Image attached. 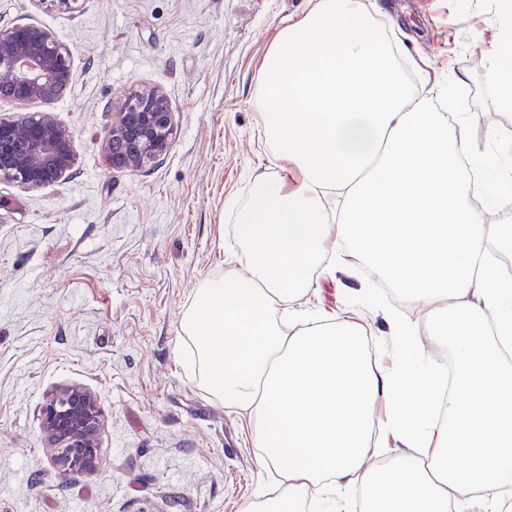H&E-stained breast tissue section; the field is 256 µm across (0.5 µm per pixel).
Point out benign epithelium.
<instances>
[{"mask_svg":"<svg viewBox=\"0 0 512 512\" xmlns=\"http://www.w3.org/2000/svg\"><path fill=\"white\" fill-rule=\"evenodd\" d=\"M47 10L75 13L81 0H34ZM66 45L45 29L15 24L0 28V97L24 107L51 105L56 90L71 78ZM172 112L158 88L133 93L112 113L106 148L114 170H138L166 156ZM76 165L71 131L48 112L0 116V182L35 190L65 179ZM41 423L55 447L56 466L64 473L94 474L101 462L97 443L99 415L94 396L79 387L48 397Z\"/></svg>","mask_w":512,"mask_h":512,"instance_id":"1","label":"benign epithelium"}]
</instances>
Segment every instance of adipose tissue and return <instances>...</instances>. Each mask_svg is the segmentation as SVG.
I'll return each mask as SVG.
<instances>
[{
    "mask_svg": "<svg viewBox=\"0 0 512 512\" xmlns=\"http://www.w3.org/2000/svg\"><path fill=\"white\" fill-rule=\"evenodd\" d=\"M498 53L486 60L492 107L512 105V0H498ZM363 0H319L284 28L261 68L259 107L284 174L261 185L235 226L250 275L204 281L179 330L199 384L242 412L260 467L283 468L274 498L243 512H302L319 493L364 492V512H501L512 476V278L488 252L512 246L487 223L458 159L476 146L448 126L433 95H413ZM484 189L512 214V148L492 137ZM342 202L341 221L330 205ZM359 255L425 310L397 322L390 368L371 360L366 327L303 314L289 301ZM455 366L445 382L431 347ZM414 452L369 466L381 437Z\"/></svg>",
    "mask_w": 512,
    "mask_h": 512,
    "instance_id": "1",
    "label": "adipose tissue"
}]
</instances>
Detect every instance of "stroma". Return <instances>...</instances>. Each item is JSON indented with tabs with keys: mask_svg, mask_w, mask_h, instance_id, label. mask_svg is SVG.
I'll use <instances>...</instances> for the list:
<instances>
[{
	"mask_svg": "<svg viewBox=\"0 0 512 512\" xmlns=\"http://www.w3.org/2000/svg\"><path fill=\"white\" fill-rule=\"evenodd\" d=\"M318 0H83L74 14L0 0V25L54 31L72 78L51 107L74 139L72 175L34 191L0 184V512H241L278 494L246 417L186 372L179 322L207 279L245 274L230 207L282 176L257 106L260 69L281 29ZM401 47L414 89L456 99L477 146L484 123L512 129L494 94L495 0H370ZM160 87L174 119L165 159L109 168L112 112ZM295 309L364 324L390 365L391 315L355 257L340 256ZM67 386L97 402L96 474L61 475L42 430L47 396Z\"/></svg>",
	"mask_w": 512,
	"mask_h": 512,
	"instance_id": "35a3bbf8",
	"label": "stroma"
}]
</instances>
